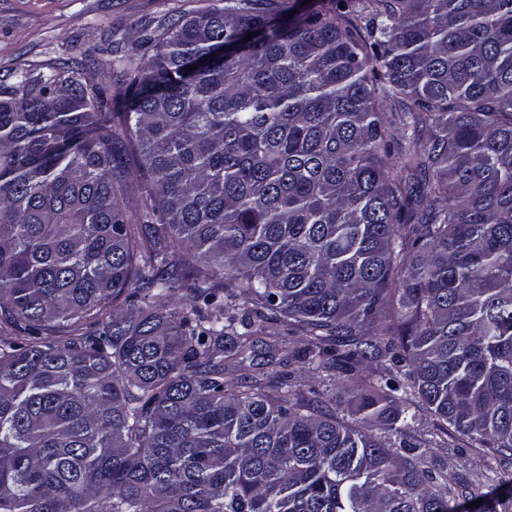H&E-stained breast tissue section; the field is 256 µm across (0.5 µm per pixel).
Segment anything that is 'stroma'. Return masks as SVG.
<instances>
[{"label": "stroma", "instance_id": "stroma-1", "mask_svg": "<svg viewBox=\"0 0 512 512\" xmlns=\"http://www.w3.org/2000/svg\"><path fill=\"white\" fill-rule=\"evenodd\" d=\"M213 0H0V78L25 70L34 75L54 72L59 62L78 59L87 52L91 61L82 76L99 82L102 75L120 87L126 70L139 63L144 40L165 18L207 10ZM122 46L124 62L116 64L104 50L106 38ZM294 357L288 370L291 392L319 401L323 409L336 410L352 395L353 383L346 375L324 374L308 369L306 342L294 337ZM410 444H428L430 454L419 456L420 470L444 463L449 473L480 480L488 495H507L497 483L503 470L512 471V459L496 458L458 434L444 433L430 414H423L406 437Z\"/></svg>", "mask_w": 512, "mask_h": 512}]
</instances>
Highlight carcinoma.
<instances>
[{
    "mask_svg": "<svg viewBox=\"0 0 512 512\" xmlns=\"http://www.w3.org/2000/svg\"><path fill=\"white\" fill-rule=\"evenodd\" d=\"M298 2L0 84V512H512L365 427L512 457V0ZM250 311L359 418L226 383Z\"/></svg>",
    "mask_w": 512,
    "mask_h": 512,
    "instance_id": "obj_1",
    "label": "carcinoma"
}]
</instances>
